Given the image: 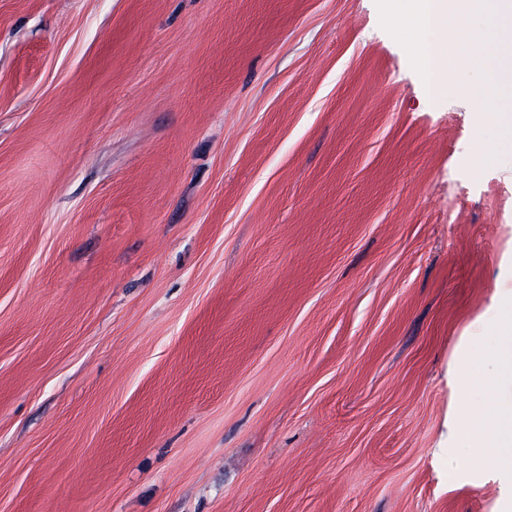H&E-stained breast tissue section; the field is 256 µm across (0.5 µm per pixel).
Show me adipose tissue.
Instances as JSON below:
<instances>
[{"instance_id": "obj_1", "label": "adipose tissue", "mask_w": 512, "mask_h": 512, "mask_svg": "<svg viewBox=\"0 0 512 512\" xmlns=\"http://www.w3.org/2000/svg\"><path fill=\"white\" fill-rule=\"evenodd\" d=\"M499 313L479 357L457 350L452 378L459 402L448 422L446 443L468 448V466L512 475V289H499ZM485 386L482 404L467 400L473 386Z\"/></svg>"}]
</instances>
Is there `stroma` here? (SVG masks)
I'll return each mask as SVG.
<instances>
[{"instance_id":"obj_1","label":"stroma","mask_w":512,"mask_h":512,"mask_svg":"<svg viewBox=\"0 0 512 512\" xmlns=\"http://www.w3.org/2000/svg\"><path fill=\"white\" fill-rule=\"evenodd\" d=\"M481 98L375 0H0V512H498L440 445L512 289Z\"/></svg>"}]
</instances>
